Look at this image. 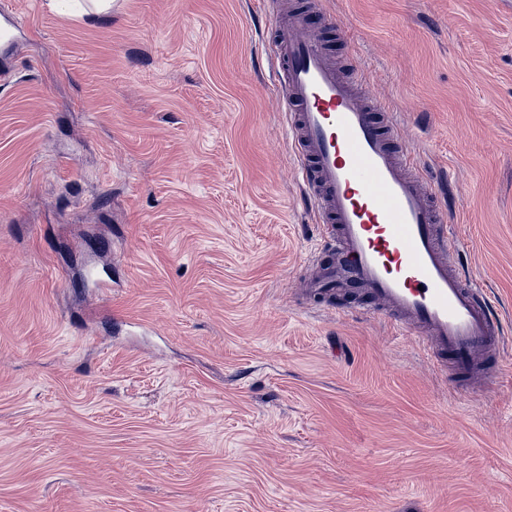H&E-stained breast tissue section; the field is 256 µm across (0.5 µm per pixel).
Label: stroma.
<instances>
[{
    "label": "stroma",
    "mask_w": 512,
    "mask_h": 512,
    "mask_svg": "<svg viewBox=\"0 0 512 512\" xmlns=\"http://www.w3.org/2000/svg\"><path fill=\"white\" fill-rule=\"evenodd\" d=\"M288 2L449 184L499 377L305 291L279 0H0V512H512V0Z\"/></svg>",
    "instance_id": "1"
}]
</instances>
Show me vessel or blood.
Listing matches in <instances>:
<instances>
[{
  "mask_svg": "<svg viewBox=\"0 0 512 512\" xmlns=\"http://www.w3.org/2000/svg\"><path fill=\"white\" fill-rule=\"evenodd\" d=\"M300 23L278 30L274 86L299 179L340 258L312 286L365 289L372 314L416 335L437 364L472 368L477 354L498 352L504 325L477 282L453 266L446 189L426 181L390 109L359 94V65L341 73L303 33L309 17Z\"/></svg>",
  "mask_w": 512,
  "mask_h": 512,
  "instance_id": "b4317fda",
  "label": "vessel or blood"
}]
</instances>
